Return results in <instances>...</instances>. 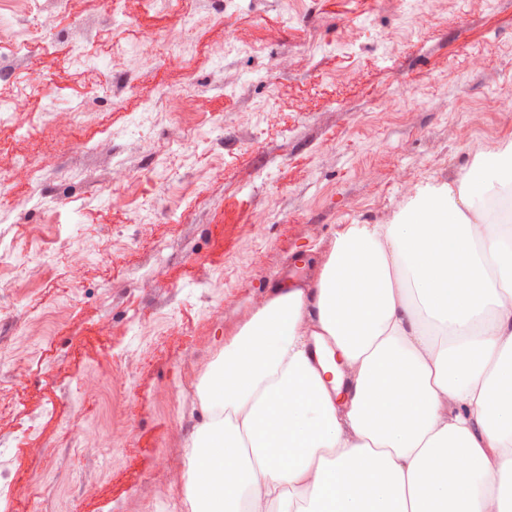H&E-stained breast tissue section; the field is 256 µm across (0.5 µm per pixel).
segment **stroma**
I'll return each instance as SVG.
<instances>
[{
    "instance_id": "1",
    "label": "stroma",
    "mask_w": 512,
    "mask_h": 512,
    "mask_svg": "<svg viewBox=\"0 0 512 512\" xmlns=\"http://www.w3.org/2000/svg\"><path fill=\"white\" fill-rule=\"evenodd\" d=\"M223 2V20L191 30L187 16L213 0H122L136 34L104 48L119 28L105 0H36L0 35V101L16 92L2 70L35 78L0 121V170L13 177L0 257L39 285L26 304L0 302L9 512H184L198 376L271 282L298 256L321 260L344 225L385 223L411 187L455 181L473 153L512 138L501 87L512 0H466L461 12L453 0ZM32 28L40 41L17 55ZM171 38L188 42L174 62ZM475 46L489 54L470 69ZM126 78V105L113 108L111 86ZM189 81L172 114L148 120L145 104ZM88 101L75 125L70 106ZM188 127L201 140L178 149ZM63 165L79 177L58 181ZM180 183L191 191L176 194ZM74 210L68 234L84 258L25 252L33 226ZM58 309L44 332L35 314ZM106 384L125 419L108 432ZM169 389L168 417L156 399Z\"/></svg>"
}]
</instances>
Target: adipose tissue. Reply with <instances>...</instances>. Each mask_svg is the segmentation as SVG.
<instances>
[{"label":"adipose tissue","mask_w":512,"mask_h":512,"mask_svg":"<svg viewBox=\"0 0 512 512\" xmlns=\"http://www.w3.org/2000/svg\"><path fill=\"white\" fill-rule=\"evenodd\" d=\"M512 139L280 279L195 386L187 512H512Z\"/></svg>","instance_id":"adipose-tissue-1"}]
</instances>
